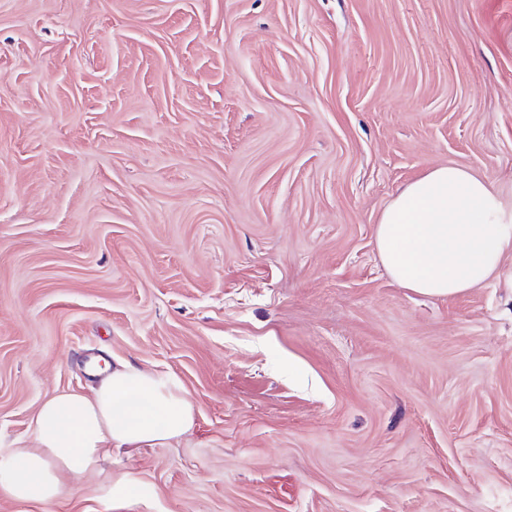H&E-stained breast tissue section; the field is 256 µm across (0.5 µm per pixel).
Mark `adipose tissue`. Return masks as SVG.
<instances>
[{"mask_svg":"<svg viewBox=\"0 0 512 512\" xmlns=\"http://www.w3.org/2000/svg\"><path fill=\"white\" fill-rule=\"evenodd\" d=\"M375 242L398 285L452 296L490 283L512 245V217L486 180L443 165L386 206ZM193 422V404L175 374L122 364L93 395L61 392L42 403L30 447L0 467V492L19 502L54 501L77 489L110 449L166 445Z\"/></svg>","mask_w":512,"mask_h":512,"instance_id":"obj_1","label":"adipose tissue"}]
</instances>
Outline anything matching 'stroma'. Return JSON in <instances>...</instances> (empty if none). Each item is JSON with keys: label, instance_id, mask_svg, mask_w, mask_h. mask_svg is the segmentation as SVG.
Instances as JSON below:
<instances>
[{"label": "stroma", "instance_id": "35a3bbf8", "mask_svg": "<svg viewBox=\"0 0 512 512\" xmlns=\"http://www.w3.org/2000/svg\"><path fill=\"white\" fill-rule=\"evenodd\" d=\"M448 164L512 214V0H0V463L94 354L194 406L0 512H512V248H375ZM511 222L486 180L443 165L386 206L376 249L401 287L427 297L452 296L490 283L512 245Z\"/></svg>", "mask_w": 512, "mask_h": 512}]
</instances>
